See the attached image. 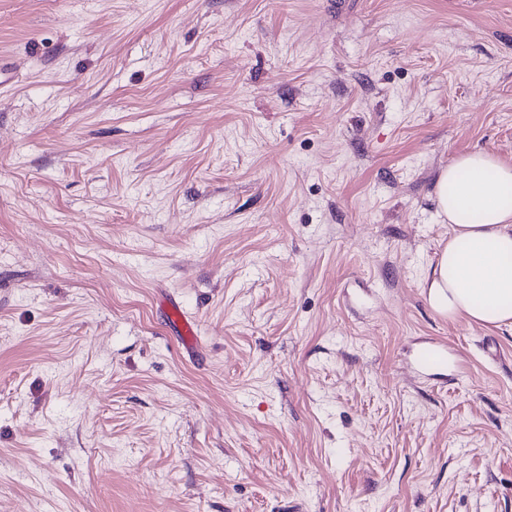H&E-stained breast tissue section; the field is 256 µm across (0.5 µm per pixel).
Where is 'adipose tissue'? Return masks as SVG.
Masks as SVG:
<instances>
[{
  "label": "adipose tissue",
  "mask_w": 512,
  "mask_h": 512,
  "mask_svg": "<svg viewBox=\"0 0 512 512\" xmlns=\"http://www.w3.org/2000/svg\"><path fill=\"white\" fill-rule=\"evenodd\" d=\"M434 195L452 236L427 277L431 308L487 327L512 323V165L486 151L462 155L439 172Z\"/></svg>",
  "instance_id": "1"
}]
</instances>
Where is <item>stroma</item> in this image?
<instances>
[{"mask_svg":"<svg viewBox=\"0 0 512 512\" xmlns=\"http://www.w3.org/2000/svg\"><path fill=\"white\" fill-rule=\"evenodd\" d=\"M0 57V512H512V324L425 282L512 0H0ZM166 305V319L170 327L175 329L178 341L186 348L192 349L195 345V328L191 319L182 311L174 299L164 301ZM415 363L425 374L430 368L448 365V347L439 342H433L420 349L415 356Z\"/></svg>","mask_w":512,"mask_h":512,"instance_id":"35a3bbf8","label":"stroma"}]
</instances>
